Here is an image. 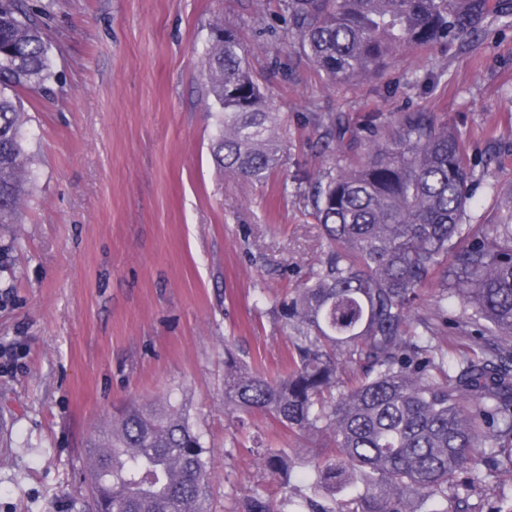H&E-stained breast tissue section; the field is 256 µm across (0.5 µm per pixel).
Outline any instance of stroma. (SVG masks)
I'll list each match as a JSON object with an SVG mask.
<instances>
[{
	"mask_svg": "<svg viewBox=\"0 0 512 512\" xmlns=\"http://www.w3.org/2000/svg\"><path fill=\"white\" fill-rule=\"evenodd\" d=\"M237 26L279 114L282 167L264 183L219 174L200 53L214 17ZM275 0H55L56 73L24 95L33 191L0 244V512H88L87 435L132 401L186 398L213 448L211 512L267 480L224 413V348L266 374L291 342L274 306L322 255V231L285 185L364 155L379 116L429 110L470 133L512 132V27L403 50L379 78L329 84L276 40ZM358 140L324 153L317 114Z\"/></svg>",
	"mask_w": 512,
	"mask_h": 512,
	"instance_id": "35a3bbf8",
	"label": "stroma"
}]
</instances>
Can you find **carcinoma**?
Wrapping results in <instances>:
<instances>
[{
  "label": "carcinoma",
  "mask_w": 512,
  "mask_h": 512,
  "mask_svg": "<svg viewBox=\"0 0 512 512\" xmlns=\"http://www.w3.org/2000/svg\"><path fill=\"white\" fill-rule=\"evenodd\" d=\"M54 0H0V227L30 195L20 93L55 77L44 19ZM281 39L331 84L380 76L408 47L512 24L508 0H278ZM217 170L261 183L282 164L278 114L238 30L213 21L202 55ZM319 140L358 130L331 113ZM488 133L497 178L490 213L468 216L475 172L448 116L406 112L376 127L367 154L299 194L323 230L326 258L278 312L293 351L270 377L224 346V410L240 425L271 416L332 447L297 456L253 441L278 490L254 485L225 512H304L288 475L304 470L327 498L309 512H461L492 491L512 512V140ZM430 307L414 308L424 295ZM464 341L439 336L448 323ZM211 453L186 410L131 403L86 441L100 483L91 512H209Z\"/></svg>",
  "instance_id": "cac0c4a2"
}]
</instances>
